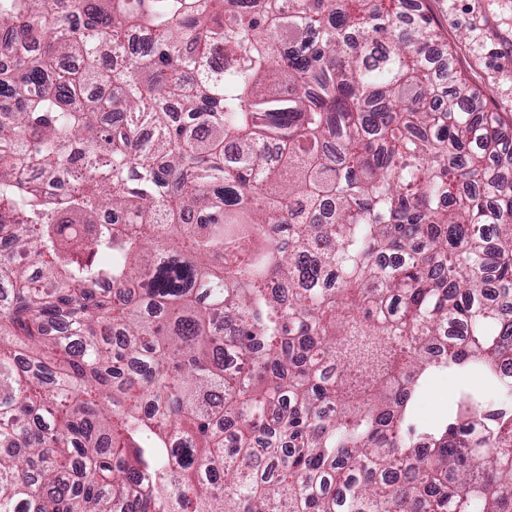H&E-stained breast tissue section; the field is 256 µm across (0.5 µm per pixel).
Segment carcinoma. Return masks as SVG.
Instances as JSON below:
<instances>
[{
  "instance_id": "obj_1",
  "label": "carcinoma",
  "mask_w": 512,
  "mask_h": 512,
  "mask_svg": "<svg viewBox=\"0 0 512 512\" xmlns=\"http://www.w3.org/2000/svg\"><path fill=\"white\" fill-rule=\"evenodd\" d=\"M405 2L0 0V512H512V133Z\"/></svg>"
}]
</instances>
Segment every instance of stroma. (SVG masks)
Returning <instances> with one entry per match:
<instances>
[{"label": "stroma", "instance_id": "obj_1", "mask_svg": "<svg viewBox=\"0 0 512 512\" xmlns=\"http://www.w3.org/2000/svg\"><path fill=\"white\" fill-rule=\"evenodd\" d=\"M457 69L479 89L491 111L512 119V69L501 58L512 56V0H428Z\"/></svg>", "mask_w": 512, "mask_h": 512}]
</instances>
